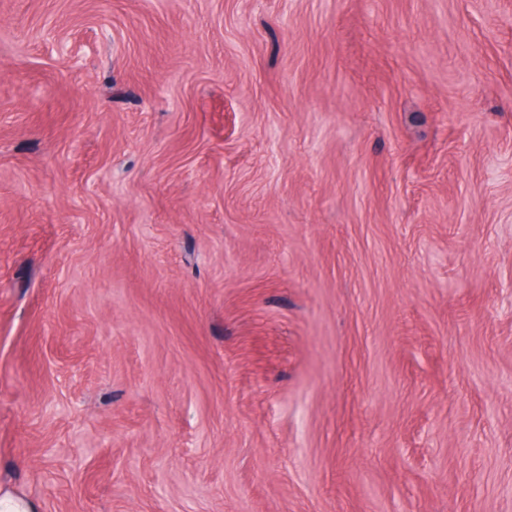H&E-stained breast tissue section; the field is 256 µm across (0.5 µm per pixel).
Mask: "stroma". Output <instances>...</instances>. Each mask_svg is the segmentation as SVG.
Returning <instances> with one entry per match:
<instances>
[{
	"label": "stroma",
	"instance_id": "1",
	"mask_svg": "<svg viewBox=\"0 0 512 512\" xmlns=\"http://www.w3.org/2000/svg\"><path fill=\"white\" fill-rule=\"evenodd\" d=\"M1 487L512 512V0H0Z\"/></svg>",
	"mask_w": 512,
	"mask_h": 512
}]
</instances>
